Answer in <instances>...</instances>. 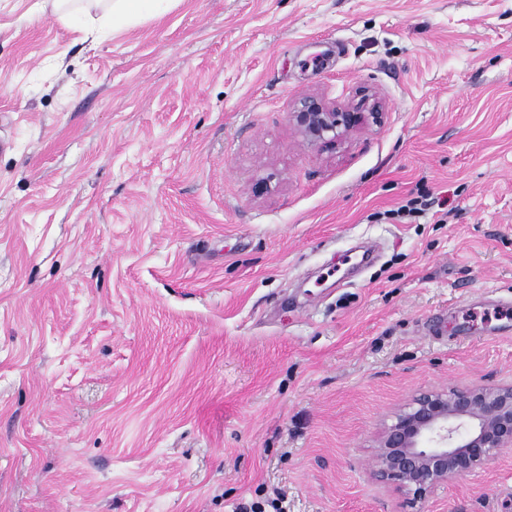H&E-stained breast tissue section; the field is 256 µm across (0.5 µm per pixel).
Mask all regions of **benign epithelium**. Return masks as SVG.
<instances>
[{
    "label": "benign epithelium",
    "instance_id": "7a95c632",
    "mask_svg": "<svg viewBox=\"0 0 512 512\" xmlns=\"http://www.w3.org/2000/svg\"><path fill=\"white\" fill-rule=\"evenodd\" d=\"M309 145L338 144L383 123L384 106L370 91L356 103H330L315 94L296 98L288 113ZM512 454V384L426 390L396 411L379 440L376 476L425 500L495 457Z\"/></svg>",
    "mask_w": 512,
    "mask_h": 512
}]
</instances>
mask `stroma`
<instances>
[{"instance_id": "1", "label": "stroma", "mask_w": 512, "mask_h": 512, "mask_svg": "<svg viewBox=\"0 0 512 512\" xmlns=\"http://www.w3.org/2000/svg\"><path fill=\"white\" fill-rule=\"evenodd\" d=\"M362 86L383 127L302 142L295 98ZM500 299L512 0H169L98 37L0 0V512H512L510 454L415 508L373 475L416 393L512 382Z\"/></svg>"}]
</instances>
